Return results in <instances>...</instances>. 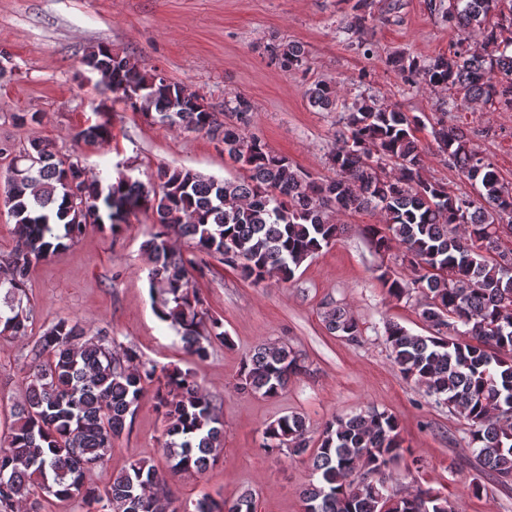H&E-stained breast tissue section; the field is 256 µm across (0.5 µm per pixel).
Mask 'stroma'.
Here are the masks:
<instances>
[{
    "label": "stroma",
    "mask_w": 512,
    "mask_h": 512,
    "mask_svg": "<svg viewBox=\"0 0 512 512\" xmlns=\"http://www.w3.org/2000/svg\"><path fill=\"white\" fill-rule=\"evenodd\" d=\"M355 2L0 0V48L10 56L0 75V141L21 146L32 138L47 140L59 153L77 158L88 176L103 180L115 176L120 163L143 181L161 165L219 180L240 176L223 145L207 135L144 120L113 101L100 75L82 63L87 47L102 43L162 71L216 108L234 96L247 97L253 110L245 133L313 179L335 177L329 153L343 126V112L314 108L305 95L315 81L326 80L346 100L374 95L423 117L417 137L427 179L458 193H477L437 150L431 126L442 118L468 129L474 148L501 181L512 184V112L488 103L442 112V103L458 99L456 90L419 88L389 64L395 56L428 59L452 51L457 32L434 9L435 0H375L374 17L359 36L345 29ZM288 42L302 46L307 69L286 71L272 60L271 48ZM365 43L371 53H363ZM22 112L40 113V124H19ZM97 122L108 124V143L73 140L76 129ZM339 221L347 226L342 238L307 258L292 281L256 286L218 263L194 281L230 340L214 345L203 362L184 354L175 329L154 312L159 293L150 287V264L141 248L150 217H130L118 237L87 226L67 249L33 268L28 335L0 336V431L11 404L22 397L32 337L70 316L93 330L107 328L159 365L191 369L214 396L224 422V453L204 475L169 480L173 505L206 494L231 500L248 488L256 494L257 512H303L299 491L311 478V466L265 452L264 429L298 413L315 436L333 416L375 408L400 425L402 452L391 465L393 489H431L446 496L455 512H512V483L502 484L480 467L467 444L466 421L405 378L390 355L387 324L417 335L428 332L420 296L394 299L379 279L387 267L404 272L401 248L375 251L368 229L378 215L350 212ZM331 305L356 318L360 343L326 329L323 313ZM263 341L288 342L308 367L275 398L236 387L244 357ZM163 440V418L152 394H145L106 469L91 471L90 480L104 482L135 459L161 461Z\"/></svg>",
    "instance_id": "obj_1"
}]
</instances>
